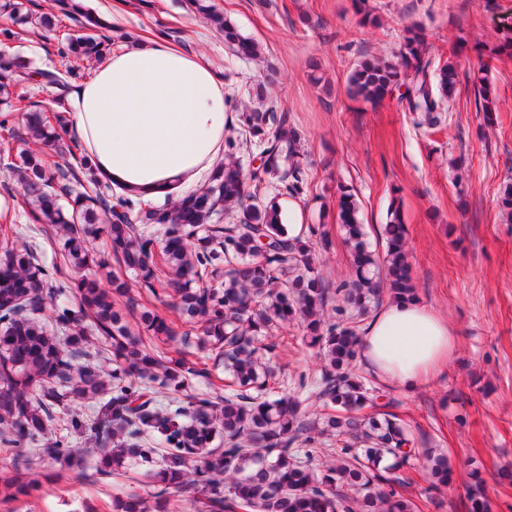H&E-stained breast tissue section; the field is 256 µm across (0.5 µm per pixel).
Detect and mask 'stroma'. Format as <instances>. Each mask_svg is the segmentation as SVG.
I'll use <instances>...</instances> for the list:
<instances>
[{
	"label": "stroma",
	"mask_w": 512,
	"mask_h": 512,
	"mask_svg": "<svg viewBox=\"0 0 512 512\" xmlns=\"http://www.w3.org/2000/svg\"><path fill=\"white\" fill-rule=\"evenodd\" d=\"M240 30L259 42L253 59L238 57L185 0H86L109 27L112 48L161 30L203 56L219 73L237 106L259 102L248 94L264 83L263 107L285 113L302 136L307 187L300 197L280 196L283 216L301 207L305 223L324 225L332 246L320 258L329 280L348 279L350 254L336 222L338 186L352 188L371 249L391 202H399L412 280L419 301L447 317L457 348L445 371L415 391L389 387L392 413L422 448L462 461L447 485L434 487L421 459L400 472L403 493L421 512H466L471 467L486 478L492 512H512V213L498 205L512 182V0H213ZM378 24H359L362 10ZM421 27L432 68L455 63V93L446 120L416 128L399 94L369 106L351 100L347 77L359 61L393 58L404 29ZM58 41L33 26L0 52L32 69L58 65ZM317 63L325 86L308 79ZM88 63L74 65L65 86L31 82L18 91L43 106L56 96L74 101L88 78ZM486 89L494 108H477L474 92ZM273 361L284 390L299 375L318 378L322 363L301 343L297 325L273 337ZM44 464L32 471L41 488L14 503L15 512H95L113 495L153 485L135 469L95 478V459L84 472L63 471L52 482Z\"/></svg>",
	"instance_id": "35a3bbf8"
}]
</instances>
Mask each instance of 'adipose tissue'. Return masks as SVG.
<instances>
[{"label":"adipose tissue","mask_w":512,"mask_h":512,"mask_svg":"<svg viewBox=\"0 0 512 512\" xmlns=\"http://www.w3.org/2000/svg\"><path fill=\"white\" fill-rule=\"evenodd\" d=\"M224 80L199 55L157 35L112 52L80 88L71 119L99 178L146 205L185 190L224 150L232 121ZM457 333L431 308L389 300L367 324L361 356L383 382H432Z\"/></svg>","instance_id":"obj_1"}]
</instances>
